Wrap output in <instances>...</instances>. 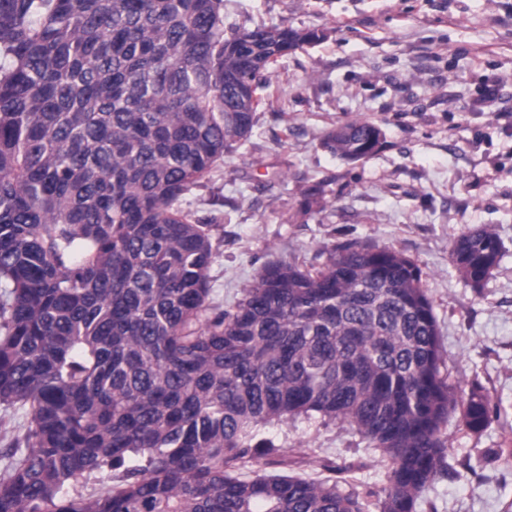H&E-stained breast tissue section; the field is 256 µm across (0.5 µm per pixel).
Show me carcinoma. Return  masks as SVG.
<instances>
[{"label":"carcinoma","instance_id":"carcinoma-1","mask_svg":"<svg viewBox=\"0 0 512 512\" xmlns=\"http://www.w3.org/2000/svg\"><path fill=\"white\" fill-rule=\"evenodd\" d=\"M324 33L224 26V0H0V512H416L448 472V417L480 388L442 374L420 268L353 242L271 262L209 304L215 225L179 206L248 139L273 65ZM331 130L346 161L380 136ZM497 235L457 236L478 288ZM319 418L380 453L385 485L271 474L264 429ZM28 417L22 410L0 407V450L7 448L12 441L22 436Z\"/></svg>","mask_w":512,"mask_h":512}]
</instances>
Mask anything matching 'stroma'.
Here are the masks:
<instances>
[{
	"instance_id": "35a3bbf8",
	"label": "stroma",
	"mask_w": 512,
	"mask_h": 512,
	"mask_svg": "<svg viewBox=\"0 0 512 512\" xmlns=\"http://www.w3.org/2000/svg\"><path fill=\"white\" fill-rule=\"evenodd\" d=\"M224 19L326 37L278 61L250 138L180 200L217 224L211 305H233L269 261L317 266L347 242L414 261L445 371L500 408L478 434L449 417V474L417 512H512V463L500 458L512 452V0H224ZM354 118L378 125L383 146L346 162L321 142ZM315 187L322 197L302 209ZM478 227L503 251L475 288L450 252ZM266 434L285 450L275 473L360 493L385 483L379 453L348 424L288 420Z\"/></svg>"
}]
</instances>
